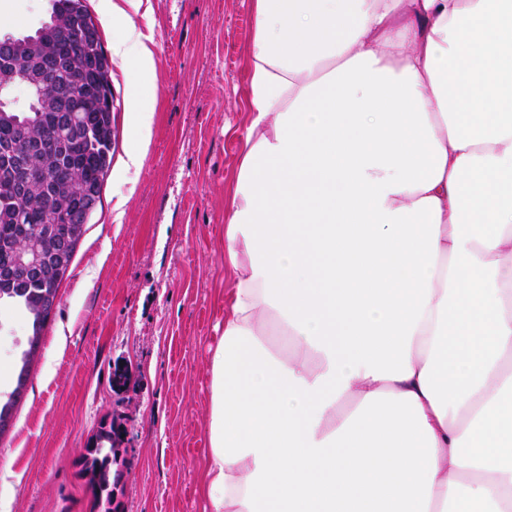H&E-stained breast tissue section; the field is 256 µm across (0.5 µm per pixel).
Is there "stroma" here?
Listing matches in <instances>:
<instances>
[{"label": "stroma", "instance_id": "stroma-1", "mask_svg": "<svg viewBox=\"0 0 512 512\" xmlns=\"http://www.w3.org/2000/svg\"><path fill=\"white\" fill-rule=\"evenodd\" d=\"M47 0H0L11 31L45 17ZM156 122L136 186L119 162L132 130L133 74L112 65V160L30 367L13 425L0 436V502L10 512H93L73 465L116 422L126 478L120 512H203L208 348L221 336L224 209L249 124L251 0H150ZM126 195L122 224L111 210ZM28 317L0 307V393L15 386ZM127 369L112 387L114 365Z\"/></svg>", "mask_w": 512, "mask_h": 512}]
</instances>
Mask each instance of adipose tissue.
Masks as SVG:
<instances>
[{
    "mask_svg": "<svg viewBox=\"0 0 512 512\" xmlns=\"http://www.w3.org/2000/svg\"><path fill=\"white\" fill-rule=\"evenodd\" d=\"M143 0H111L136 184ZM203 512H512V0H252Z\"/></svg>",
    "mask_w": 512,
    "mask_h": 512,
    "instance_id": "1",
    "label": "adipose tissue"
}]
</instances>
